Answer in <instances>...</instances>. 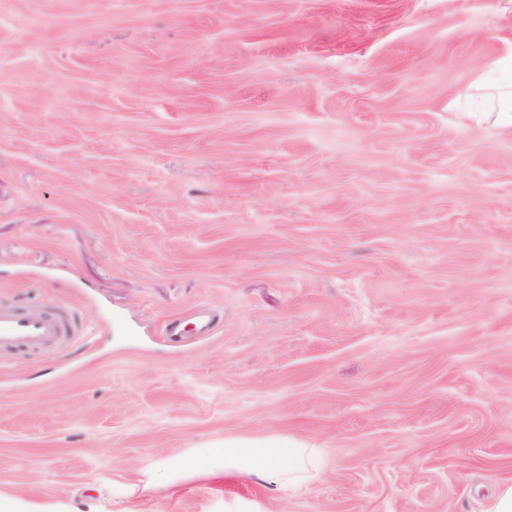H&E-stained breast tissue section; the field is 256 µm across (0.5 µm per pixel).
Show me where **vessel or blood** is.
<instances>
[{
  "label": "vessel or blood",
  "mask_w": 512,
  "mask_h": 512,
  "mask_svg": "<svg viewBox=\"0 0 512 512\" xmlns=\"http://www.w3.org/2000/svg\"><path fill=\"white\" fill-rule=\"evenodd\" d=\"M72 321L59 311H19L0 306V351L44 349L74 336Z\"/></svg>",
  "instance_id": "vessel-or-blood-1"
}]
</instances>
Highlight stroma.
<instances>
[{
    "label": "stroma",
    "instance_id": "1",
    "mask_svg": "<svg viewBox=\"0 0 512 512\" xmlns=\"http://www.w3.org/2000/svg\"><path fill=\"white\" fill-rule=\"evenodd\" d=\"M510 40L512 0H0V305L76 328L0 352V499L488 512L512 136L454 104ZM237 435L320 473L139 490Z\"/></svg>",
    "mask_w": 512,
    "mask_h": 512
}]
</instances>
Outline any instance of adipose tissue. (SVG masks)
Masks as SVG:
<instances>
[{
  "label": "adipose tissue",
  "instance_id": "1",
  "mask_svg": "<svg viewBox=\"0 0 512 512\" xmlns=\"http://www.w3.org/2000/svg\"><path fill=\"white\" fill-rule=\"evenodd\" d=\"M466 111L481 113L512 134V45L483 69L467 94ZM306 465L301 443L285 436L234 437L223 448L195 456L193 465L180 468L158 463V470H183L188 476L240 474L260 481L278 477L283 486L299 488Z\"/></svg>",
  "mask_w": 512,
  "mask_h": 512
}]
</instances>
